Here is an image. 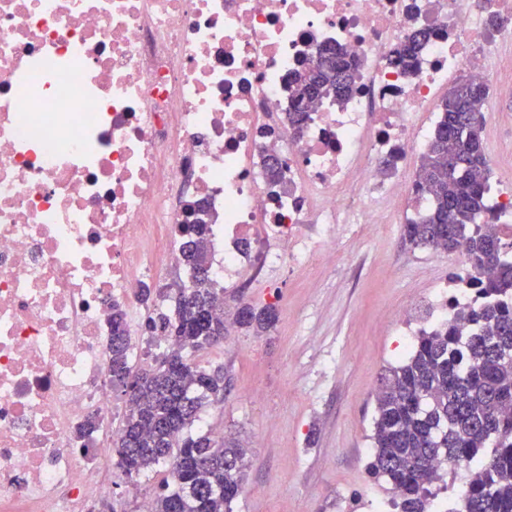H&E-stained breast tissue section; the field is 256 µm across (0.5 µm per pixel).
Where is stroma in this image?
Returning <instances> with one entry per match:
<instances>
[{
    "label": "stroma",
    "mask_w": 512,
    "mask_h": 512,
    "mask_svg": "<svg viewBox=\"0 0 512 512\" xmlns=\"http://www.w3.org/2000/svg\"><path fill=\"white\" fill-rule=\"evenodd\" d=\"M333 261L279 265L273 287L240 282L236 302L274 305L273 329L230 327L223 345L199 357L224 370V401L203 423L249 450L233 512H377L390 494L367 470L375 393L403 346L394 311L427 303L457 269L401 240L394 224H324Z\"/></svg>",
    "instance_id": "35a3bbf8"
}]
</instances>
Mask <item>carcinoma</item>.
Segmentation results:
<instances>
[{
	"label": "carcinoma",
	"mask_w": 512,
	"mask_h": 512,
	"mask_svg": "<svg viewBox=\"0 0 512 512\" xmlns=\"http://www.w3.org/2000/svg\"><path fill=\"white\" fill-rule=\"evenodd\" d=\"M429 34L418 31L396 48L412 65ZM355 62L334 48L331 64L288 78V118L296 125L320 102L341 100L353 87ZM484 87L465 79L448 90L441 118L421 159L416 181L431 192L428 214L401 227L413 248L464 252L474 301L451 322L415 337L408 357L390 369L376 393L368 470L393 495L398 512H430L442 471L466 467L448 512H512V243L486 224L490 167L484 138L473 137L468 118L483 114ZM181 264L192 270L211 251V225L185 224ZM214 278L178 288L172 313L148 317L146 326L171 341L156 367L132 364L126 315L112 310L108 373L123 392L125 413L112 440L116 467L130 480L158 466L168 476L153 499L154 512H233L245 477L247 450L230 437L195 431L201 407L224 401V375L202 367L194 355L224 343L225 301ZM276 308L243 305L234 324L267 330Z\"/></svg>",
	"instance_id": "carcinoma-1"
}]
</instances>
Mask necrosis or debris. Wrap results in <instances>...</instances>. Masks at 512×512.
<instances>
[{"label":"necrosis or debris","mask_w":512,"mask_h":512,"mask_svg":"<svg viewBox=\"0 0 512 512\" xmlns=\"http://www.w3.org/2000/svg\"><path fill=\"white\" fill-rule=\"evenodd\" d=\"M327 45L355 89L295 126L287 79ZM505 71L512 0H0V512L109 494L112 308L178 260L180 225L206 210L215 279L265 288L334 255L316 225L418 220L439 97L465 75L511 98ZM429 34L425 31H416L406 38L396 48V55L400 64L411 66L419 55L420 50L427 43Z\"/></svg>","instance_id":"obj_1"}]
</instances>
